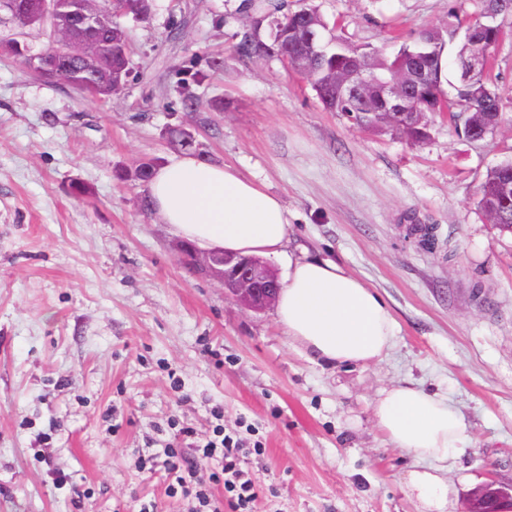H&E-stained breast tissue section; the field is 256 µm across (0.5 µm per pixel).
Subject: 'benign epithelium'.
<instances>
[{
  "mask_svg": "<svg viewBox=\"0 0 512 512\" xmlns=\"http://www.w3.org/2000/svg\"><path fill=\"white\" fill-rule=\"evenodd\" d=\"M488 2L490 7L471 26L467 44L459 52L461 61L469 71L484 67L487 60L494 56L489 45L479 54L471 51V46L483 38L490 19L500 13L498 8L491 9V5L499 0ZM102 4L103 0H74L73 9L63 12L61 0H9L6 7L20 26L48 25L58 38L50 51L44 48L34 51L27 42L20 40L0 42V53L25 57L30 69L42 77L56 75L59 59H78L83 71H106V80L98 86V92L115 91L127 84L126 78L130 77L131 70L125 65L113 63V56L123 57L121 52H105L96 40L97 31L112 22V11L103 10ZM304 18V30H290L288 34L293 42L312 55L317 46L323 43V31L316 27L317 21L310 12H305ZM354 75L359 76V84L350 88L349 96L356 97L359 86L369 83L359 60L345 59L330 77L343 87ZM430 80L431 73L424 66L410 75L379 86L374 96V115L379 117L380 123L394 125L400 134L417 125L430 126L432 115L438 112L448 114V99H438L422 112L412 111L408 106L415 91L428 85ZM178 251L186 261L220 282L224 290L244 307L259 312L275 303L280 282L262 259L237 256L221 250L201 254L188 242L179 245ZM509 504H512V491L490 482L471 494L467 512H505Z\"/></svg>",
  "mask_w": 512,
  "mask_h": 512,
  "instance_id": "benign-epithelium-1",
  "label": "benign epithelium"
}]
</instances>
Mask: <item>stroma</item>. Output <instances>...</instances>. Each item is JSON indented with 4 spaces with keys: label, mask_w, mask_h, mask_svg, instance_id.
Here are the masks:
<instances>
[{
    "label": "stroma",
    "mask_w": 512,
    "mask_h": 512,
    "mask_svg": "<svg viewBox=\"0 0 512 512\" xmlns=\"http://www.w3.org/2000/svg\"><path fill=\"white\" fill-rule=\"evenodd\" d=\"M349 42L382 47L475 0H309ZM245 0H153L124 17L133 77L106 99L47 82L0 56V512H191L167 495L146 448L175 445L171 421L224 427L254 512H421L410 472L426 465L376 422L382 390L447 397L468 441L437 463L445 512L488 482L512 485V233L478 205L487 171L512 159V39L496 56L500 127L480 141L435 115L428 138L374 134L325 110L274 57L234 51ZM200 106L184 111L178 87ZM279 196L291 253L336 260L386 301L392 348L328 365L180 260L175 230L144 210V183L118 179L182 149ZM435 224L453 253L410 232Z\"/></svg>",
    "instance_id": "35a3bbf8"
}]
</instances>
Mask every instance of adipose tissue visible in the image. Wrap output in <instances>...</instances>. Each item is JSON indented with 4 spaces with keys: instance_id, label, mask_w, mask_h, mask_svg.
Returning a JSON list of instances; mask_svg holds the SVG:
<instances>
[{
    "instance_id": "adipose-tissue-1",
    "label": "adipose tissue",
    "mask_w": 512,
    "mask_h": 512,
    "mask_svg": "<svg viewBox=\"0 0 512 512\" xmlns=\"http://www.w3.org/2000/svg\"><path fill=\"white\" fill-rule=\"evenodd\" d=\"M147 200L164 223L203 249L278 255L289 240L281 199L229 165L191 156L156 170ZM287 335L328 364L368 363L392 346L396 322L380 295L335 260H289L276 302ZM377 422L394 447L425 462L463 447L467 426L447 398L410 386L383 392Z\"/></svg>"
}]
</instances>
